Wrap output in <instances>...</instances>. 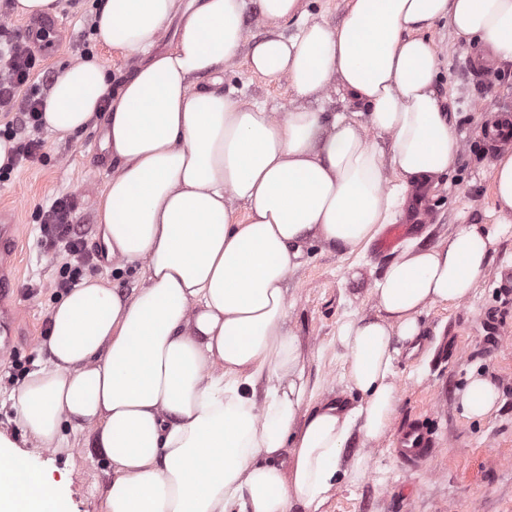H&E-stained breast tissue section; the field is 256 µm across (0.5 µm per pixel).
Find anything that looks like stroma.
Wrapping results in <instances>:
<instances>
[{
    "mask_svg": "<svg viewBox=\"0 0 512 512\" xmlns=\"http://www.w3.org/2000/svg\"><path fill=\"white\" fill-rule=\"evenodd\" d=\"M101 2L59 0L56 18L68 28L69 37L34 75L42 90H49L65 68L88 55L108 63L113 83L135 74L139 56L102 47L91 34ZM427 36L440 54L437 90L442 108L450 112L455 135L463 144L432 196L411 201L404 210L420 219L411 240L432 246L448 238L457 225L491 227L499 222L489 175L496 151L484 138L487 115L479 106L488 100L512 107V62H496L495 78L480 84L462 71L460 61L468 47L447 22H437ZM223 78L225 92L246 103L276 112L292 105L287 77L255 75L244 58L225 68ZM38 136L42 149L37 158L0 178V205L20 210L15 298L25 315L14 355L0 361V430L22 443L34 467L52 468L55 479L67 481V512H105L112 469L89 444L86 433H72L70 448L61 452L33 447L23 440L14 408L23 379L48 362L43 342L50 310L58 300L51 283L58 261L67 258L66 252L54 256L42 247L41 211L58 197H71L78 233L89 250H100L97 204L112 176V162L102 147L101 121L65 138L45 128ZM388 263L368 244L333 251L315 243L289 275L287 328L305 346L307 375L318 395L357 401L345 379L336 331L347 315L375 314L371 288ZM352 266L358 268L360 278L348 277ZM509 267L512 227L499 236L489 266L468 299L437 304L423 314L419 349L395 364L400 405L393 430L368 446L353 444L352 454L364 456L365 464L359 472L343 475L323 512H512V293L499 287L501 273ZM445 334L456 337L461 355L441 363L437 340ZM472 373L489 378L500 391L497 409L482 419L466 417L459 403V393ZM411 419L423 421L439 444L438 452L418 471L402 464L393 449L394 429Z\"/></svg>",
    "mask_w": 512,
    "mask_h": 512,
    "instance_id": "1",
    "label": "stroma"
}]
</instances>
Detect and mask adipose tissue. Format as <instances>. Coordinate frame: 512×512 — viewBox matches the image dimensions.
<instances>
[{
    "instance_id": "ef3b65f1",
    "label": "adipose tissue",
    "mask_w": 512,
    "mask_h": 512,
    "mask_svg": "<svg viewBox=\"0 0 512 512\" xmlns=\"http://www.w3.org/2000/svg\"><path fill=\"white\" fill-rule=\"evenodd\" d=\"M258 3L267 33L248 47L246 0H105L98 44L144 64L115 90L106 62L70 65L46 100L44 124L60 136L102 119L117 163L98 207L103 243L140 284L125 295L88 278L62 294L50 360L14 407L43 448L90 429L112 467L106 512H320L352 440L392 424L395 362L422 314L471 295L499 236L461 224L436 245L406 246L373 284L376 315L338 328L359 402L317 396L286 327L288 275L311 243H369L413 193L437 187L459 142L426 33L444 19L512 61V0H347L335 25L309 17L304 0ZM173 20L175 41L159 49ZM289 24L296 33L280 35ZM244 46L252 73L287 77L288 111L222 91L218 71ZM333 87L362 111L309 108ZM491 175L510 220L512 150ZM459 399L481 419L499 393L473 373ZM0 512H66L57 484L1 431Z\"/></svg>"
}]
</instances>
